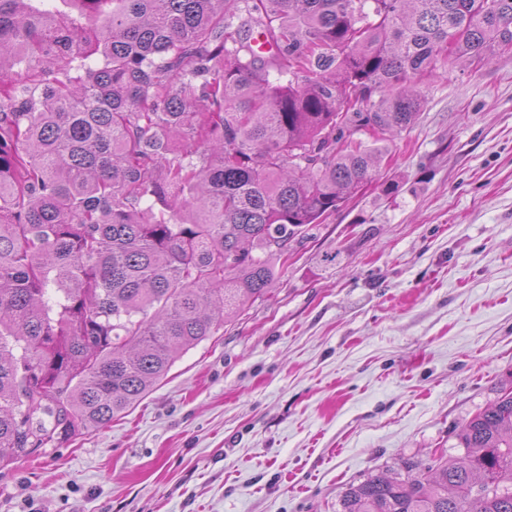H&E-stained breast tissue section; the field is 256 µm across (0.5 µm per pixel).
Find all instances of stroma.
<instances>
[{
    "label": "stroma",
    "instance_id": "35a3bbf8",
    "mask_svg": "<svg viewBox=\"0 0 512 512\" xmlns=\"http://www.w3.org/2000/svg\"><path fill=\"white\" fill-rule=\"evenodd\" d=\"M386 146L143 400L0 468V512H341L370 477L463 455L512 386V51L425 80Z\"/></svg>",
    "mask_w": 512,
    "mask_h": 512
}]
</instances>
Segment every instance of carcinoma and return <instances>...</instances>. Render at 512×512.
<instances>
[{"label": "carcinoma", "mask_w": 512, "mask_h": 512, "mask_svg": "<svg viewBox=\"0 0 512 512\" xmlns=\"http://www.w3.org/2000/svg\"><path fill=\"white\" fill-rule=\"evenodd\" d=\"M52 2L0 0V468L141 401L376 179L419 83L512 46V0ZM459 443L341 512H512V393Z\"/></svg>", "instance_id": "1"}]
</instances>
